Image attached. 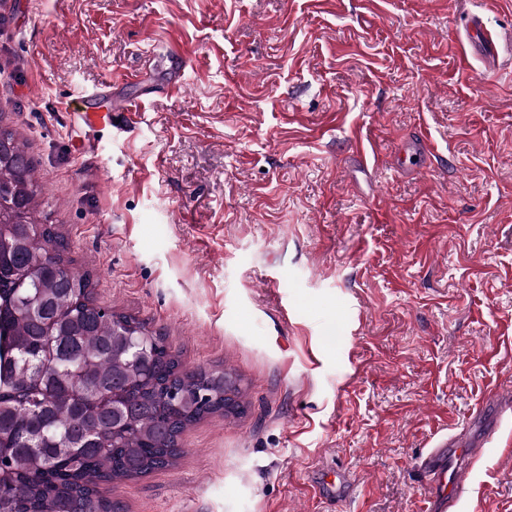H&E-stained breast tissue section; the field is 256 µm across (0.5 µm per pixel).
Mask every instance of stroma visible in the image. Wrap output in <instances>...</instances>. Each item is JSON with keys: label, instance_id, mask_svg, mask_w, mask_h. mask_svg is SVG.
I'll return each mask as SVG.
<instances>
[{"label": "stroma", "instance_id": "1", "mask_svg": "<svg viewBox=\"0 0 512 512\" xmlns=\"http://www.w3.org/2000/svg\"><path fill=\"white\" fill-rule=\"evenodd\" d=\"M474 9L512 36V0H0V127L35 164L39 224L98 305L245 390L173 466L103 485L119 512H428L421 453L494 420L478 406L512 391V55L460 66ZM164 41L190 52L174 93L160 67L130 80ZM107 81L138 99L135 129L72 112ZM421 133L435 157L398 175ZM498 422L461 512H512V412ZM331 470L352 491L323 497Z\"/></svg>", "mask_w": 512, "mask_h": 512}]
</instances>
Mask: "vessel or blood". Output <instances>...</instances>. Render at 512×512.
Here are the masks:
<instances>
[{"label":"vessel or blood","mask_w":512,"mask_h":512,"mask_svg":"<svg viewBox=\"0 0 512 512\" xmlns=\"http://www.w3.org/2000/svg\"><path fill=\"white\" fill-rule=\"evenodd\" d=\"M466 46L462 49L459 61L468 64L472 56H479L491 63L499 55V43L484 26L479 16L468 19L465 31ZM172 75L170 90H179L188 63L185 48L177 42L161 44L154 53ZM137 104L133 101L117 100L99 111H82L81 118L88 128H105L112 123H120L126 128L134 127L137 120ZM487 438H479L468 446H461L455 436H448L430 448L418 463V470L431 494L434 496L435 512H453L458 507L462 491L472 478V467L483 454Z\"/></svg>","instance_id":"b4317fda"}]
</instances>
